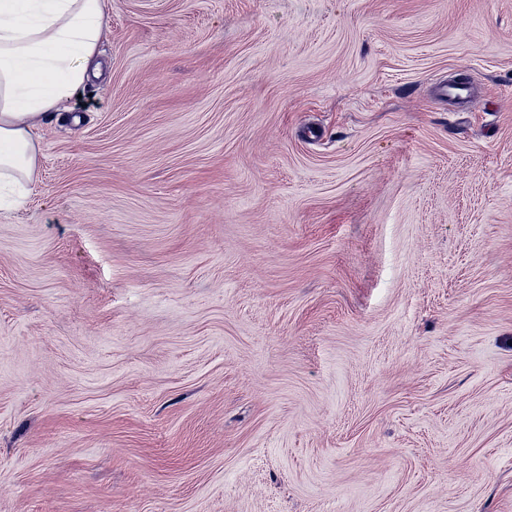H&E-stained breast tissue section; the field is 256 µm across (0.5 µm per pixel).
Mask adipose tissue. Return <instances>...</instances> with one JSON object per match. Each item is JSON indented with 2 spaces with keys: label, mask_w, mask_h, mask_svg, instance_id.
I'll list each match as a JSON object with an SVG mask.
<instances>
[{
  "label": "adipose tissue",
  "mask_w": 512,
  "mask_h": 512,
  "mask_svg": "<svg viewBox=\"0 0 512 512\" xmlns=\"http://www.w3.org/2000/svg\"><path fill=\"white\" fill-rule=\"evenodd\" d=\"M104 0H0V189L30 190L49 113L90 78Z\"/></svg>",
  "instance_id": "ef3b65f1"
}]
</instances>
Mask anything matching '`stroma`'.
Masks as SVG:
<instances>
[{"label":"stroma","instance_id":"1","mask_svg":"<svg viewBox=\"0 0 512 512\" xmlns=\"http://www.w3.org/2000/svg\"><path fill=\"white\" fill-rule=\"evenodd\" d=\"M105 2L0 208V512H512V0Z\"/></svg>","mask_w":512,"mask_h":512}]
</instances>
